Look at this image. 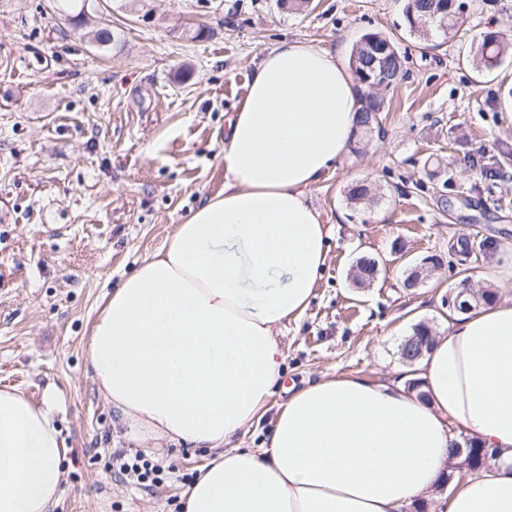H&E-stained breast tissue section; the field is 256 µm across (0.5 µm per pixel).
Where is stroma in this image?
I'll return each mask as SVG.
<instances>
[{
    "mask_svg": "<svg viewBox=\"0 0 512 512\" xmlns=\"http://www.w3.org/2000/svg\"><path fill=\"white\" fill-rule=\"evenodd\" d=\"M462 26L410 33L405 0H96L86 26L53 0H0V387L54 391L67 448L53 512H181L205 450L169 446L164 482L108 469L143 453L87 365L104 296L224 188V126L255 63L283 39L331 49L393 37L404 75L385 94L380 134L355 138L309 192L330 237L325 272L281 338L274 402L326 375H404L397 349L415 324L447 329L443 298L463 277L512 281V0H463ZM109 25L104 51L92 33ZM500 66L470 56L485 35ZM369 180L371 208L349 186ZM468 255L450 257L459 238ZM439 266L416 288L409 261ZM384 264L356 286L360 258ZM507 46L502 44L496 36L485 35L475 58L476 64H481L485 69L495 67L500 57L507 50Z\"/></svg>",
    "mask_w": 512,
    "mask_h": 512,
    "instance_id": "35a3bbf8",
    "label": "stroma"
}]
</instances>
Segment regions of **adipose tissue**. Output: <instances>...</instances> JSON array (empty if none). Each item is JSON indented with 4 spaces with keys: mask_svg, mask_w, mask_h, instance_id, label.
Listing matches in <instances>:
<instances>
[{
    "mask_svg": "<svg viewBox=\"0 0 512 512\" xmlns=\"http://www.w3.org/2000/svg\"><path fill=\"white\" fill-rule=\"evenodd\" d=\"M342 50L281 41L224 133V189L108 296L89 336L99 394L160 458L209 456L185 512H512V299L448 323L403 383L326 376L291 393L267 447L235 438L281 383L279 343L308 308L328 232L309 189L347 152L358 100ZM56 396L0 388V512H52L66 449ZM496 463L449 479L454 439Z\"/></svg>",
    "mask_w": 512,
    "mask_h": 512,
    "instance_id": "ef3b65f1",
    "label": "adipose tissue"
}]
</instances>
